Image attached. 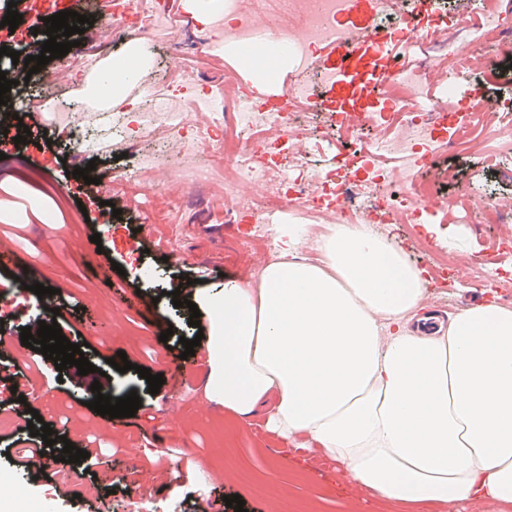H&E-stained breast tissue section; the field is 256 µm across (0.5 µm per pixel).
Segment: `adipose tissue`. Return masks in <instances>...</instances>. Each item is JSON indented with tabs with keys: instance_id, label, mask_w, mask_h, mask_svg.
<instances>
[{
	"instance_id": "obj_1",
	"label": "adipose tissue",
	"mask_w": 512,
	"mask_h": 512,
	"mask_svg": "<svg viewBox=\"0 0 512 512\" xmlns=\"http://www.w3.org/2000/svg\"><path fill=\"white\" fill-rule=\"evenodd\" d=\"M150 62L128 37L102 102L125 101ZM257 280L195 296L209 316L208 398L240 418L267 407L388 504L512 502V306L480 302L427 329L426 279L366 224H282Z\"/></svg>"
}]
</instances>
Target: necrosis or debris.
Returning <instances> with one entry per match:
<instances>
[{"mask_svg": "<svg viewBox=\"0 0 512 512\" xmlns=\"http://www.w3.org/2000/svg\"><path fill=\"white\" fill-rule=\"evenodd\" d=\"M343 2L226 0L227 11L235 18L229 38L237 42L265 38L279 41L300 67L323 45L340 38L335 20ZM450 42V34L436 28L420 38L398 40L401 54L410 60L409 66L392 73L384 93V111L364 112L359 116L361 123L379 128L376 142L337 155L334 169L323 173L315 172L307 153L283 137L285 131L295 126L299 116L317 109L313 95L304 84L288 85L282 99L273 104L254 97L243 83L228 80L217 90L215 98L189 99V106L203 113L200 122L185 124L174 120L172 103L181 97L184 88L195 84L204 63L199 55L188 59L181 71L170 75L169 95L142 88L140 98L146 102L148 111L160 115L159 124L147 126L142 135L153 137L162 126L168 130L165 147L181 154L192 151L212 157V164L189 169V176L199 182L220 177L225 190L231 192L249 180L263 182L262 197L244 198L238 210L226 217L230 224L241 220L251 224L252 237L257 241H268L269 218L285 206L310 214L329 209L347 224L368 222L371 211L352 210L342 198L341 185L336 180L340 171L347 175L365 171L359 191L373 198L374 209L387 213L389 223L417 224L433 187L424 175L432 146L444 143L459 155L482 152L491 168L512 157V114L502 111L497 100L469 98L468 112L461 118L447 109L448 99L458 97L460 85H450L447 94L438 93V76L430 65L435 54L444 56L449 69L470 84L488 83L499 76L494 66L475 67L472 52L450 50ZM487 115L492 118L494 132L489 146L484 143L483 118ZM383 155L401 159L405 164L400 177L401 189L390 198L376 191L379 181L387 177L385 167L378 162ZM443 208L451 214L477 210L486 224L512 222V209L506 207L502 198L478 195L467 188L446 198Z\"/></svg>", "mask_w": 512, "mask_h": 512, "instance_id": "necrosis-or-debris-1", "label": "necrosis or debris"}]
</instances>
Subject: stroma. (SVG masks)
<instances>
[{
    "label": "stroma",
    "mask_w": 512,
    "mask_h": 512,
    "mask_svg": "<svg viewBox=\"0 0 512 512\" xmlns=\"http://www.w3.org/2000/svg\"><path fill=\"white\" fill-rule=\"evenodd\" d=\"M154 5L165 22L145 39L151 65L138 81L160 85L189 54L206 46L185 30L176 0H154ZM57 8L56 0H38L36 14L23 15L16 30L0 28V47L39 54L47 39L44 20ZM111 14V7L90 5L86 16L91 24L80 46L9 94L10 109L18 114L26 111L25 93L41 85H54L59 97L43 106L51 117L46 131L53 147L26 164L22 158L30 148L21 144L0 160V241L12 243L20 258L19 266H0V300L9 304L0 337L9 344L10 363L44 390L43 398L22 404L0 382V413L16 421L14 429L0 433V475L13 478L26 468L27 425L37 414L59 440L45 449L43 477L24 487L36 512L50 501L55 512H128L132 496L140 499L142 512H235L224 503L233 494L244 500L247 512H304L310 505L315 512H388L318 448L297 447L269 431L265 417L252 416L243 427L226 420L223 406L205 396V347L196 346L194 356L182 357V339H194L198 329L189 323L188 307L173 306L171 291L189 300L229 278L255 277L269 253L247 245L249 225L226 223V214L238 208L237 194L184 175L170 179L177 161L160 152L156 142L130 148L124 114L137 92L103 118L85 97L83 75L64 68L67 60L79 63L98 55L107 64L121 55L134 26L128 21L105 24ZM69 104L112 128L111 136H98L93 154L72 156L63 141V108ZM313 122L319 139L313 160L320 168L337 148H351L354 136L372 135L359 126L337 130L336 114L326 108ZM91 161L103 179L99 193L82 196L58 185V177ZM138 164L143 171L136 189L115 181V173ZM429 164L455 173L453 180L438 181L424 211L426 223L438 225V236L424 239L410 224L384 223L377 232L399 247L409 263L427 269L430 302L442 316L485 298L512 305L511 271L501 272L497 285L489 288L479 273L482 255L492 243L512 236V224H473L463 215L448 217L436 206L460 184L478 193L512 195V164L490 171L481 156L460 158L448 149L436 151ZM140 193L155 197L160 222L138 206ZM211 224L223 225V238L208 233ZM94 233L101 245L90 244ZM155 238L164 241V248L152 247ZM440 252L452 254L456 263L437 273L432 260ZM37 283L61 291L40 297L30 290ZM60 307L67 310L63 335L73 343L86 341L84 355L106 372L102 385L110 396L137 392L141 406L135 416L98 415L87 406L91 378L76 376L71 367L56 370L52 360L23 346L22 327L38 315L51 321ZM164 332L169 335L165 341L160 338ZM121 350L133 365L123 373L108 364ZM139 365L163 375L157 394H150L136 373ZM94 440L102 444V453L77 464L59 462L65 442L78 446Z\"/></svg>",
    "instance_id": "35a3bbf8"
}]
</instances>
